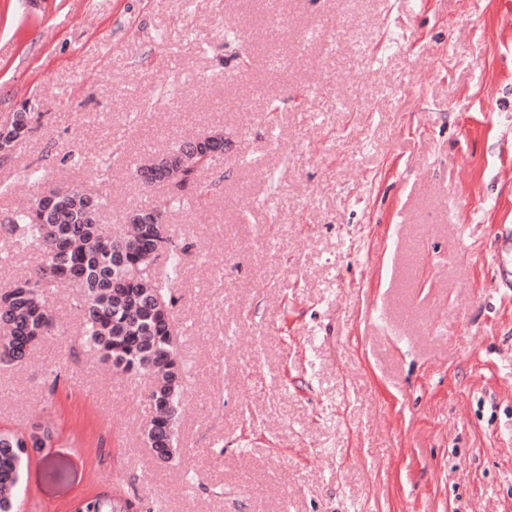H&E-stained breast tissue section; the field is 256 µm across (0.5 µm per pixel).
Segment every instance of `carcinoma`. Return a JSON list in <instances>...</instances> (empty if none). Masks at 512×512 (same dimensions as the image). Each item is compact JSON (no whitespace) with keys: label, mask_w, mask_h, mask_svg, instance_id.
Segmentation results:
<instances>
[{"label":"carcinoma","mask_w":512,"mask_h":512,"mask_svg":"<svg viewBox=\"0 0 512 512\" xmlns=\"http://www.w3.org/2000/svg\"><path fill=\"white\" fill-rule=\"evenodd\" d=\"M32 113L17 112L0 133V160L31 132ZM211 159L178 148L148 158L141 168L170 189L169 202L177 204L195 177ZM65 201L45 210L39 202L14 213L10 231L17 249L32 247L40 262L28 277L17 279V288L0 290V367L22 363L32 348L56 328V319L44 302V293L68 282L82 289L79 309L85 348L128 376L152 378L150 399L155 416L145 427L148 443L169 447L164 461L176 458L174 447L178 410L184 392L185 364L170 334L173 309L179 301L173 283L189 246H178L166 235L164 212L153 208L156 224H130L123 236H113L100 224L101 201L82 187L65 186ZM124 248L130 263L117 268L112 250ZM51 431L28 444V437L0 429V512H14V492L28 452L43 447ZM128 498L105 492L87 498L76 512H133Z\"/></svg>","instance_id":"cac0c4a2"}]
</instances>
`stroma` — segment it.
I'll return each instance as SVG.
<instances>
[{
    "instance_id": "stroma-1",
    "label": "stroma",
    "mask_w": 512,
    "mask_h": 512,
    "mask_svg": "<svg viewBox=\"0 0 512 512\" xmlns=\"http://www.w3.org/2000/svg\"><path fill=\"white\" fill-rule=\"evenodd\" d=\"M25 102L0 286L39 260L3 227L19 187L80 185L123 230L168 194L141 159L226 146L207 195L165 212L190 246L179 456L144 440L149 378L86 352L77 288L52 289L63 333L0 368V426L52 431L18 512L101 491L137 512H512V0H0V127ZM494 256L497 286L512 288V229L500 235Z\"/></svg>"
}]
</instances>
